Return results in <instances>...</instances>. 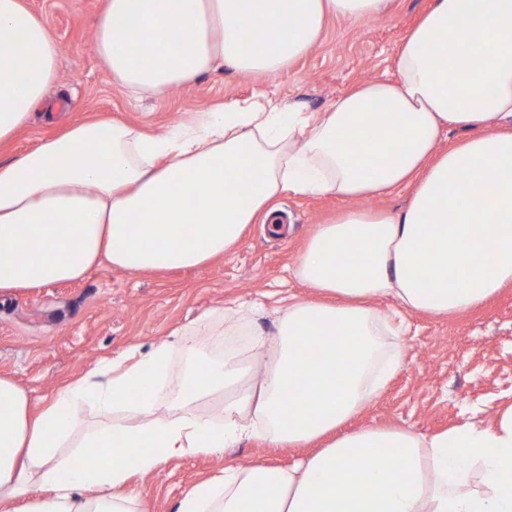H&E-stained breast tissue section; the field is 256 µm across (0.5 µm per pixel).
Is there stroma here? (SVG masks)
<instances>
[{"label":"stroma","mask_w":512,"mask_h":512,"mask_svg":"<svg viewBox=\"0 0 512 512\" xmlns=\"http://www.w3.org/2000/svg\"><path fill=\"white\" fill-rule=\"evenodd\" d=\"M44 18L60 50L58 81L29 128L6 150L19 155L73 120L97 114L162 133L195 113L227 101L262 94L282 107L323 112L358 83L381 77L411 27L431 0H393L384 16L330 19L317 43L290 70L255 76L224 68L175 86L166 98L129 99L116 86L94 49L103 0H25ZM285 229L248 225L231 252L187 269L126 272L104 264L80 280L53 283L0 297V377L14 380L40 407L62 385L91 372L101 360L134 349L149 353L170 343L172 361L164 393L179 397L186 386L187 348L208 352L222 336L225 316L243 302L261 301L249 323L267 336L278 327L288 295L313 297L291 274L315 225L333 219L348 201L333 195L283 194L277 201ZM401 366L382 395L358 414L357 427L399 426L430 436L466 418L491 423L512 405V287L481 308L450 319L410 314L399 338ZM129 410L101 413L86 407L60 454L100 425H137ZM302 448L274 447L246 439L223 454L168 461L136 476L149 512H174L178 500L225 465L258 462L285 466L305 456Z\"/></svg>","instance_id":"1"}]
</instances>
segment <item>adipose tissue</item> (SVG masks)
I'll use <instances>...</instances> for the list:
<instances>
[{"mask_svg":"<svg viewBox=\"0 0 512 512\" xmlns=\"http://www.w3.org/2000/svg\"><path fill=\"white\" fill-rule=\"evenodd\" d=\"M390 2L106 0L95 50L114 83L162 98L225 66L290 69L328 19L379 15ZM246 17L260 26L257 40L243 36ZM58 61L43 19L24 0H0V145L30 126ZM379 105L385 120L374 125ZM453 128L463 139L443 146ZM401 189L409 198L399 212L349 209L317 225L295 275L320 299L290 302L272 339L228 325L226 335L247 344L197 366L180 398L163 394L165 343L136 360L120 353L36 413L0 377V504L39 484L54 494L36 512H147L135 474L257 437L319 448L286 467L226 466L175 512H512V407L495 424L430 437L345 428L401 363V325L376 300L447 317L512 284V0H432L393 75L318 114L229 101L160 136L84 119L0 159V296L104 263L130 272L204 265L248 225L280 223L276 200L287 192L358 199ZM206 398L220 402L219 415L196 411ZM85 404L145 421L102 427L62 459Z\"/></svg>","mask_w":512,"mask_h":512,"instance_id":"1","label":"adipose tissue"}]
</instances>
